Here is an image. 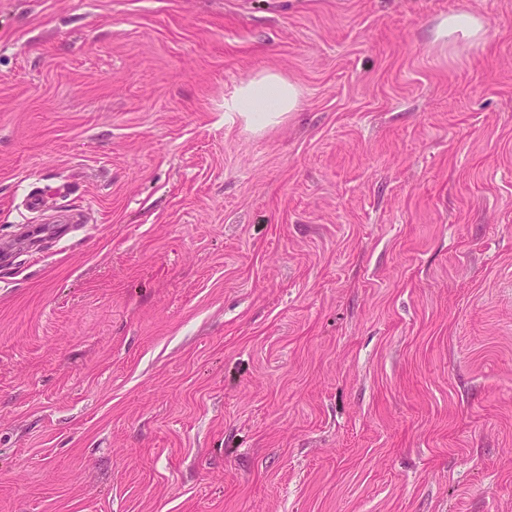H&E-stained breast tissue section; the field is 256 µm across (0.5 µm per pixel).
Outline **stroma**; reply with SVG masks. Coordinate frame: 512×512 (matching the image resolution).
Segmentation results:
<instances>
[{
	"label": "stroma",
	"mask_w": 512,
	"mask_h": 512,
	"mask_svg": "<svg viewBox=\"0 0 512 512\" xmlns=\"http://www.w3.org/2000/svg\"><path fill=\"white\" fill-rule=\"evenodd\" d=\"M0 512H512V0H0ZM485 30L481 19L466 12L450 14L443 18L436 27L435 43L443 49L454 51L461 45L458 39L465 40L462 46H477L484 40ZM299 96L298 86L279 74L256 75L236 89L234 110L249 127L261 130L287 112H294Z\"/></svg>",
	"instance_id": "obj_1"
}]
</instances>
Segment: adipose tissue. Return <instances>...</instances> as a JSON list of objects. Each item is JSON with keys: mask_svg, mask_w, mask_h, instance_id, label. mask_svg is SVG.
Instances as JSON below:
<instances>
[{"mask_svg": "<svg viewBox=\"0 0 512 512\" xmlns=\"http://www.w3.org/2000/svg\"><path fill=\"white\" fill-rule=\"evenodd\" d=\"M484 24L477 16L463 12L448 15L436 27L435 41L442 48L477 46L484 40ZM300 91L281 75L268 73L244 81L235 91L234 109L247 125L261 130L284 114L295 111Z\"/></svg>", "mask_w": 512, "mask_h": 512, "instance_id": "1", "label": "adipose tissue"}]
</instances>
